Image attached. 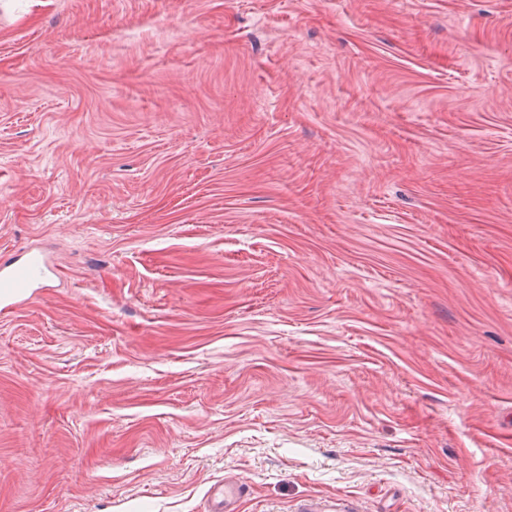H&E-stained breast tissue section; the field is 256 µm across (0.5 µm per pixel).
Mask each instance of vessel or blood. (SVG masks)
Returning <instances> with one entry per match:
<instances>
[{
    "label": "vessel or blood",
    "mask_w": 512,
    "mask_h": 512,
    "mask_svg": "<svg viewBox=\"0 0 512 512\" xmlns=\"http://www.w3.org/2000/svg\"><path fill=\"white\" fill-rule=\"evenodd\" d=\"M43 252L28 248L22 258L0 263V310L10 311L29 299L34 288L51 274Z\"/></svg>",
    "instance_id": "vessel-or-blood-1"
}]
</instances>
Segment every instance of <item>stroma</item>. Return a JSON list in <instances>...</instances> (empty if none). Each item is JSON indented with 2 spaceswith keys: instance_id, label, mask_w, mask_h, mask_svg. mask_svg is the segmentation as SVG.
Masks as SVG:
<instances>
[{
  "instance_id": "obj_1",
  "label": "stroma",
  "mask_w": 512,
  "mask_h": 512,
  "mask_svg": "<svg viewBox=\"0 0 512 512\" xmlns=\"http://www.w3.org/2000/svg\"><path fill=\"white\" fill-rule=\"evenodd\" d=\"M0 512H512V0H0ZM52 272L43 252L33 247L23 251V258L0 263V310L11 311L28 300Z\"/></svg>"
}]
</instances>
